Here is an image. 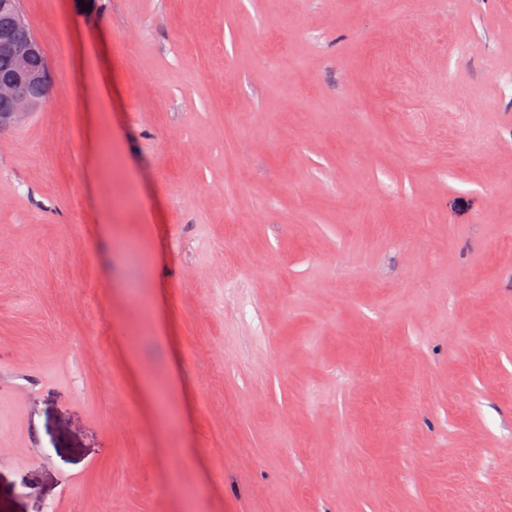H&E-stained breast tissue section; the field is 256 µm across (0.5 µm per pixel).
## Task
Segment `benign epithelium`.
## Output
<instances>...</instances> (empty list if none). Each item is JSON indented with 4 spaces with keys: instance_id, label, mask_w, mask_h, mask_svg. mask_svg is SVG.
I'll return each mask as SVG.
<instances>
[{
    "instance_id": "obj_1",
    "label": "benign epithelium",
    "mask_w": 512,
    "mask_h": 512,
    "mask_svg": "<svg viewBox=\"0 0 512 512\" xmlns=\"http://www.w3.org/2000/svg\"><path fill=\"white\" fill-rule=\"evenodd\" d=\"M0 11L11 17L0 27V54L14 59V69L0 78V97L13 100V108L0 114V135L20 124L53 93L49 68L32 70L29 59L44 55L40 42L29 31L19 0H0Z\"/></svg>"
}]
</instances>
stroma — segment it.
Segmentation results:
<instances>
[{
	"label": "stroma",
	"mask_w": 512,
	"mask_h": 512,
	"mask_svg": "<svg viewBox=\"0 0 512 512\" xmlns=\"http://www.w3.org/2000/svg\"><path fill=\"white\" fill-rule=\"evenodd\" d=\"M89 3L21 0L0 512H512V0ZM19 2L0 1V11L7 12L11 17L10 25L0 27V113L3 112L0 114V135L39 108L51 97L54 89L43 48L29 31ZM34 55L44 57L46 65L42 70L39 69L43 66V58ZM29 59L30 66L35 70L30 69ZM23 88L31 90V93H22ZM3 98L13 100L11 111L4 112L11 108V101Z\"/></svg>",
	"instance_id": "35a3bbf8"
}]
</instances>
